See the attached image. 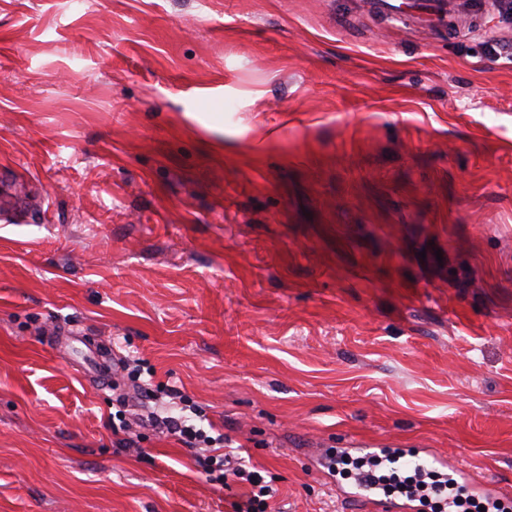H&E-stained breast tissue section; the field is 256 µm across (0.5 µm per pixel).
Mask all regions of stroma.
Listing matches in <instances>:
<instances>
[{
	"instance_id": "35a3bbf8",
	"label": "stroma",
	"mask_w": 512,
	"mask_h": 512,
	"mask_svg": "<svg viewBox=\"0 0 512 512\" xmlns=\"http://www.w3.org/2000/svg\"><path fill=\"white\" fill-rule=\"evenodd\" d=\"M370 0H0V512H234L112 432L95 349L189 396L277 490L328 451L512 496V14Z\"/></svg>"
}]
</instances>
